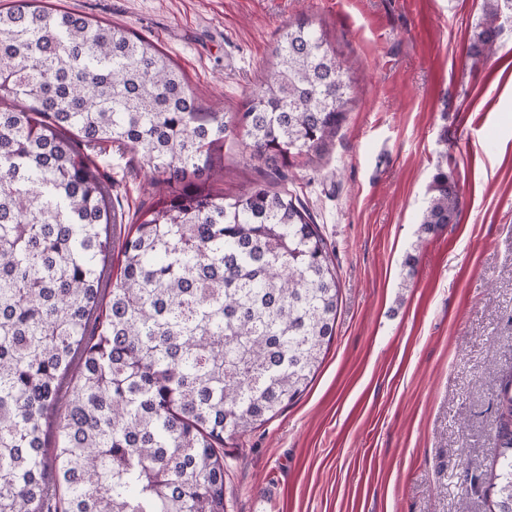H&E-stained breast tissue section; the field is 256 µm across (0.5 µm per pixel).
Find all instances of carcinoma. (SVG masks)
<instances>
[{
  "mask_svg": "<svg viewBox=\"0 0 512 512\" xmlns=\"http://www.w3.org/2000/svg\"><path fill=\"white\" fill-rule=\"evenodd\" d=\"M482 9L475 58L498 51L512 0ZM275 58L229 116L134 31L44 0L0 8V512H224V441L311 383L340 296L326 238L285 188L211 187L230 134L288 167L345 119L323 29L288 25ZM103 145L141 154L158 193L118 240ZM428 192L425 235L458 218L448 164ZM496 405L481 480L512 512V375Z\"/></svg>",
  "mask_w": 512,
  "mask_h": 512,
  "instance_id": "carcinoma-1",
  "label": "carcinoma"
}]
</instances>
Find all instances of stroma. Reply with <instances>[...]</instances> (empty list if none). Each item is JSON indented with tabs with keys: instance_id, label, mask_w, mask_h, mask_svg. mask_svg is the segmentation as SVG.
Returning <instances> with one entry per match:
<instances>
[{
	"instance_id": "35a3bbf8",
	"label": "stroma",
	"mask_w": 512,
	"mask_h": 512,
	"mask_svg": "<svg viewBox=\"0 0 512 512\" xmlns=\"http://www.w3.org/2000/svg\"><path fill=\"white\" fill-rule=\"evenodd\" d=\"M52 2L150 38L203 105L230 113L290 22L323 27L348 70L336 137L286 182L333 252L335 336L299 400L226 442L225 512H490L471 478L497 453L496 395L512 373V32L476 62L482 0ZM443 156L460 213L424 237ZM97 161L125 212L152 204L139 154L112 146ZM267 173L239 136L225 140V193Z\"/></svg>"
}]
</instances>
